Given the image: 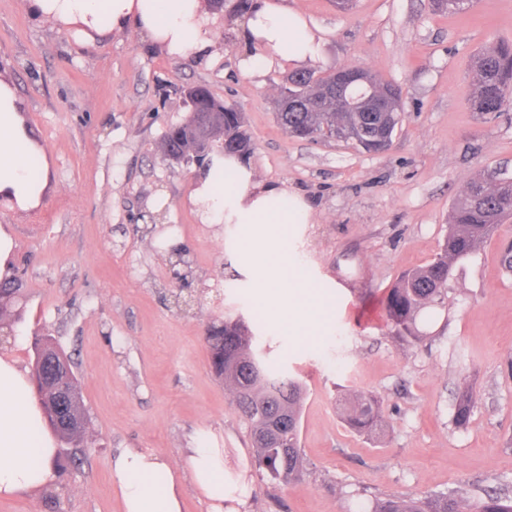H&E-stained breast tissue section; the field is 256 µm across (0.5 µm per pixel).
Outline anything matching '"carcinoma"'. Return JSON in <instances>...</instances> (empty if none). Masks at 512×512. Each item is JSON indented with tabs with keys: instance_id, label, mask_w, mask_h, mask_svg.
<instances>
[{
	"instance_id": "obj_1",
	"label": "carcinoma",
	"mask_w": 512,
	"mask_h": 512,
	"mask_svg": "<svg viewBox=\"0 0 512 512\" xmlns=\"http://www.w3.org/2000/svg\"><path fill=\"white\" fill-rule=\"evenodd\" d=\"M474 0H432L437 13H466ZM339 75L295 71L288 88L297 105L276 113L281 127L291 136L306 140L338 139L347 131L357 133L351 143L365 153L380 152V133L394 130L402 120L400 104L388 112H345L336 97ZM193 111L209 116L212 129L224 131L230 151L251 154L253 142L242 112L217 100L204 85L190 87ZM472 112H504L512 107V42L496 39L474 56V89L468 99ZM201 135L193 117L172 126L163 141L177 148L194 143ZM512 216V180L487 176L471 181L453 204L448 233L440 251L426 266L401 274L385 300L387 323L403 340L419 339L417 319L428 307L443 303L448 278L455 263L468 259L490 239L498 225ZM253 336L244 322L224 321L210 326L208 348L216 374L229 386L233 401L247 422L254 462L272 481L288 484L303 477L304 458L300 445V423L306 400L303 382L266 366L252 349ZM33 378L39 380L37 397L48 421H53L51 399L56 382L50 371L34 363ZM473 394L461 391L456 398L453 420L465 426L471 417ZM347 424L359 433L382 430L380 403L371 394H359L343 403ZM369 512H461L455 493L405 499L394 495L372 500ZM468 512H512V497L488 494L472 498Z\"/></svg>"
}]
</instances>
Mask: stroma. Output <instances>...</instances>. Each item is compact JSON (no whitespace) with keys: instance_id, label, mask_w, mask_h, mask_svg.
Here are the masks:
<instances>
[{"instance_id":"obj_1","label":"stroma","mask_w":512,"mask_h":512,"mask_svg":"<svg viewBox=\"0 0 512 512\" xmlns=\"http://www.w3.org/2000/svg\"><path fill=\"white\" fill-rule=\"evenodd\" d=\"M322 32L309 69L359 66L398 85L403 116L389 150L366 154L338 141L309 142L276 123L288 70L250 74L243 44L215 29L216 57L179 61L144 47L131 30L88 39L0 0V77L49 163L39 207L0 201L14 240L20 292L0 353L25 367L34 339L52 337L81 381L87 443L60 444L57 481L0 500V512H123L111 479L125 448L154 450L186 478L185 451L203 434L224 451V479L247 491L246 512H363L370 497L461 489L512 495V273L501 256L512 219L454 264L444 304L418 320L421 338H395L384 298L398 276L430 263L468 182L512 177V109L469 111L473 56L512 40V0H476L439 15L430 0H287ZM202 84L243 112L256 177L287 183L313 206L288 228L297 275L320 296V336H284L258 305L246 229L202 221L190 195L200 167L162 153L166 130L189 115L184 87ZM191 263L173 279L176 253ZM256 320L254 347L299 378L307 461L302 480L269 481L253 464L249 430L210 364L208 323ZM470 388L469 423L456 426L458 391ZM375 395L384 432L351 431L339 401Z\"/></svg>"}]
</instances>
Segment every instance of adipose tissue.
I'll list each match as a JSON object with an SVG mask.
<instances>
[{"instance_id":"1","label":"adipose tissue","mask_w":512,"mask_h":512,"mask_svg":"<svg viewBox=\"0 0 512 512\" xmlns=\"http://www.w3.org/2000/svg\"><path fill=\"white\" fill-rule=\"evenodd\" d=\"M33 16L61 31L104 37L127 29L159 53L180 60L207 61L214 55L218 21L203 0H24ZM228 28L252 52L245 62L257 73L273 66L300 67L318 50L307 17L283 0H252L231 13ZM11 84L0 79V198L21 208L37 207L49 183V165L34 143ZM192 196L205 220L251 227L238 250L251 260L257 301L282 333L301 335L315 318L316 296L297 276L280 233L284 224H308L313 208L287 185L258 180L243 159L215 156L196 179ZM57 440L35 394L30 372L18 359L0 355V499L49 488L57 474ZM187 468L208 502V512H242L245 492L224 482L220 449L198 443ZM112 481L123 512H182L183 485L168 459L152 450L129 448L112 462Z\"/></svg>"}]
</instances>
